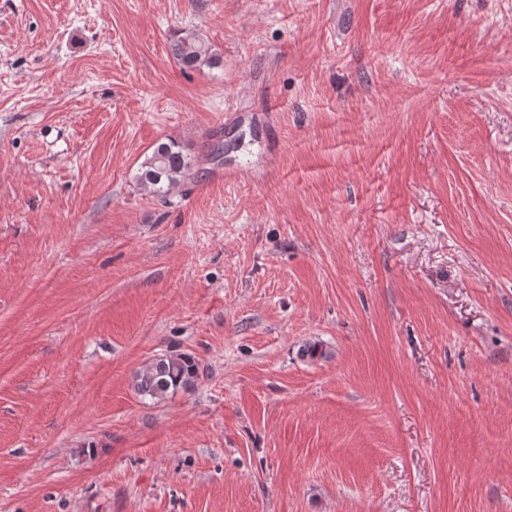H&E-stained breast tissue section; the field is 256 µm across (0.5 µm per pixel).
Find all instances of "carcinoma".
Instances as JSON below:
<instances>
[{"label":"carcinoma","mask_w":512,"mask_h":512,"mask_svg":"<svg viewBox=\"0 0 512 512\" xmlns=\"http://www.w3.org/2000/svg\"><path fill=\"white\" fill-rule=\"evenodd\" d=\"M173 58L184 70H195L203 66L217 67L219 56L195 34H185L171 44ZM191 162L173 141H162L139 168L137 179L160 197H164L177 185ZM198 377V365L184 353L170 351L157 357L136 376L137 392L143 397L162 399L179 389H188Z\"/></svg>","instance_id":"1"}]
</instances>
